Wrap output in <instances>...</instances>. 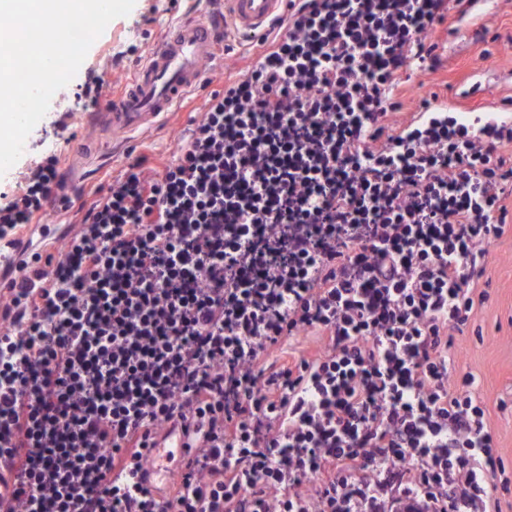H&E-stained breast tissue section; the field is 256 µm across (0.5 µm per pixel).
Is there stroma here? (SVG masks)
<instances>
[{"label": "stroma", "instance_id": "stroma-1", "mask_svg": "<svg viewBox=\"0 0 512 512\" xmlns=\"http://www.w3.org/2000/svg\"><path fill=\"white\" fill-rule=\"evenodd\" d=\"M185 8L184 0H135L132 11L112 20L91 45L84 62L62 92L53 95L49 110L27 137L17 163L0 175V194L11 191L20 173L40 160L47 149H57L60 170L68 172L91 140L88 133L91 112L85 110L82 87L90 73L122 83L134 64L144 57L147 45L162 35L171 20ZM462 36L451 47L441 44L444 30L436 28L432 43L441 45L442 65L432 74L412 75L400 98L405 112L417 111L422 99L438 94L465 111H483L486 100L512 101V84L501 82L490 98L461 99L460 91L469 87L476 75L496 76L512 70V0H500L499 9L463 24ZM72 110L68 130H59V112ZM188 123L186 110L171 114L151 133L133 138L123 147L127 161L144 154L146 145L157 152L176 156L179 136ZM482 287L488 293L464 332L455 334L450 349L453 375H472L473 391L485 405L497 451L512 479V225L492 240Z\"/></svg>", "mask_w": 512, "mask_h": 512}]
</instances>
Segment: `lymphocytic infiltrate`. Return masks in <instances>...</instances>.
<instances>
[{
  "label": "lymphocytic infiltrate",
  "mask_w": 512,
  "mask_h": 512,
  "mask_svg": "<svg viewBox=\"0 0 512 512\" xmlns=\"http://www.w3.org/2000/svg\"><path fill=\"white\" fill-rule=\"evenodd\" d=\"M461 5L289 0L174 161L130 164L0 284V512H500L448 367L512 217V119L398 117ZM59 164L0 201V243L46 223ZM170 440L197 455L161 501L140 469Z\"/></svg>",
  "instance_id": "lymphocytic-infiltrate-1"
}]
</instances>
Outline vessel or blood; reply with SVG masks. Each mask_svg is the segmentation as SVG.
Returning a JSON list of instances; mask_svg holds the SVG:
<instances>
[{
  "mask_svg": "<svg viewBox=\"0 0 512 512\" xmlns=\"http://www.w3.org/2000/svg\"><path fill=\"white\" fill-rule=\"evenodd\" d=\"M214 0H194L191 9L172 21L138 63L128 92L113 96L110 106L94 116L114 139L106 150L118 160V142L136 132L157 128L181 97L204 83L224 63V41L234 32L250 42L269 34H288V0H224L223 10H213ZM184 448L151 449L145 465L147 483L163 497L170 475L182 464Z\"/></svg>",
  "mask_w": 512,
  "mask_h": 512,
  "instance_id": "obj_1",
  "label": "vessel or blood"
}]
</instances>
